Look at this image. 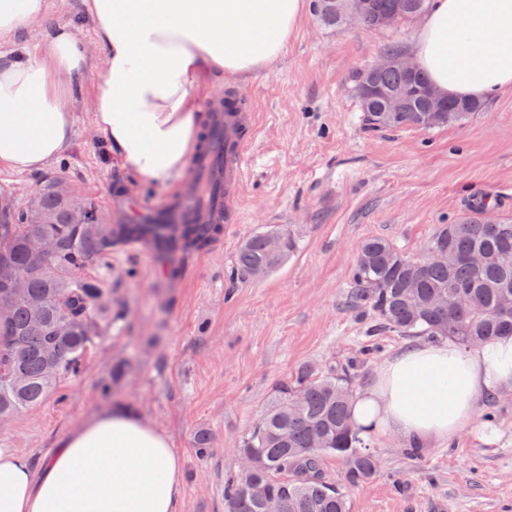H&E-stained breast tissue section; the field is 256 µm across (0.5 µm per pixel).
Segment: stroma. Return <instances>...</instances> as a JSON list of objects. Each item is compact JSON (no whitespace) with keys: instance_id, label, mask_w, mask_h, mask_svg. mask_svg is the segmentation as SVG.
Returning <instances> with one entry per match:
<instances>
[{"instance_id":"obj_1","label":"stroma","mask_w":512,"mask_h":512,"mask_svg":"<svg viewBox=\"0 0 512 512\" xmlns=\"http://www.w3.org/2000/svg\"><path fill=\"white\" fill-rule=\"evenodd\" d=\"M85 0H49L41 24L18 47L40 51L47 28L74 26L95 39ZM418 24L331 28L307 10L274 68L229 79L258 113L239 223L210 250L190 255L186 279L169 282L151 252L113 253L83 276L112 291V326L79 374L62 376L37 408L0 420V447L32 466L96 414L121 408L166 434L183 460L182 512H224V473L239 440L277 384L305 365L353 363L362 388L408 337L373 336L375 315L350 304L349 273L362 243L385 237L420 253L438 225L486 197L512 216V92L482 98L463 124L434 130L367 126L351 75L387 50L411 54ZM102 57L75 80L76 131L67 154L44 171L0 168V196L19 208L63 178L101 221L122 215L118 199L154 206L185 181L165 186L123 170L93 125ZM282 226L298 251L261 279L232 275L243 239ZM493 421L476 420L444 446L412 457L394 437L370 445L377 475L348 489L350 512H512V392L495 395ZM206 435V456L195 449Z\"/></svg>"}]
</instances>
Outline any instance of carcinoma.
Returning <instances> with one entry per match:
<instances>
[{"mask_svg": "<svg viewBox=\"0 0 512 512\" xmlns=\"http://www.w3.org/2000/svg\"><path fill=\"white\" fill-rule=\"evenodd\" d=\"M355 0H315L325 22L347 23ZM429 8V0H369L361 21L377 27L375 18L400 12V22ZM354 87L370 83L406 92L400 112H384V102L361 103L375 129H434L466 120L482 104L475 99L448 98L442 112H433L421 89L427 75L416 70L353 74ZM40 215L27 208L3 211L0 219V266L19 273L25 288L15 293L0 287L9 302L0 320V418L39 405L57 380L80 372L85 354L112 325V294L79 271L89 262L107 258L131 240L154 249L160 263H176L208 250L224 235L222 224H103L87 208L75 211L67 185L53 182L38 192ZM492 205L475 200L471 212L438 225L425 249L448 255L446 261L421 262L385 238H369L351 271L355 307L376 315L373 333L448 338L472 348L499 336H512V218L486 217ZM53 241L51 258L42 259L31 239ZM298 246L278 228L254 233L241 244L233 265L236 275L262 278L278 268ZM354 396L347 369L329 364L302 367L281 382L271 404L242 435L238 452L251 458L247 471L224 478V512H265L275 497L281 512H349L347 495L324 472L328 456L345 465L346 483L372 480L379 456L353 422Z\"/></svg>", "mask_w": 512, "mask_h": 512, "instance_id": "cac0c4a2", "label": "carcinoma"}]
</instances>
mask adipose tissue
I'll return each mask as SVG.
<instances>
[{
  "mask_svg": "<svg viewBox=\"0 0 512 512\" xmlns=\"http://www.w3.org/2000/svg\"><path fill=\"white\" fill-rule=\"evenodd\" d=\"M306 0H89L96 37L70 26L40 54L12 50L40 23L47 0H0V166L46 168L70 147L74 78L92 48L104 60L94 123L119 165L168 184L194 151L207 91L267 69L288 46ZM443 94L483 98L512 90V0H432L413 47ZM512 391V337L465 349L416 342L388 358L351 401L364 438L427 447L456 438L481 403ZM182 458L170 439L123 410L82 425L33 468L0 448V512H178Z\"/></svg>",
  "mask_w": 512,
  "mask_h": 512,
  "instance_id": "1",
  "label": "adipose tissue"
}]
</instances>
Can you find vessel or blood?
Returning a JSON list of instances; mask_svg holds the SVG:
<instances>
[{"label": "vessel or blood", "mask_w": 512, "mask_h": 512, "mask_svg": "<svg viewBox=\"0 0 512 512\" xmlns=\"http://www.w3.org/2000/svg\"><path fill=\"white\" fill-rule=\"evenodd\" d=\"M210 111L211 137L190 160L196 180L185 183L163 205H131V223L233 224L239 220V195L257 131V113L230 87L216 94Z\"/></svg>", "instance_id": "b4317fda"}]
</instances>
